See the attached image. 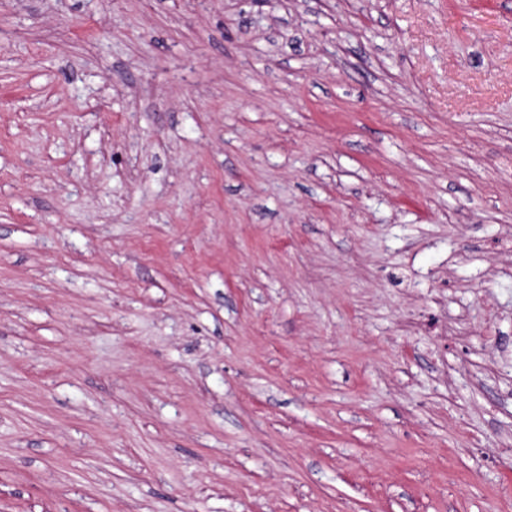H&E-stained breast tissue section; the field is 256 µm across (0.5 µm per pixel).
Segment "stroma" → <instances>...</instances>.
<instances>
[{
	"instance_id": "35a3bbf8",
	"label": "stroma",
	"mask_w": 512,
	"mask_h": 512,
	"mask_svg": "<svg viewBox=\"0 0 512 512\" xmlns=\"http://www.w3.org/2000/svg\"><path fill=\"white\" fill-rule=\"evenodd\" d=\"M0 512H512V0H0Z\"/></svg>"
}]
</instances>
